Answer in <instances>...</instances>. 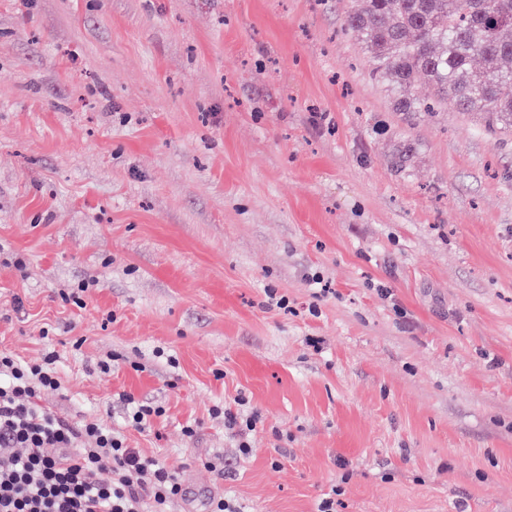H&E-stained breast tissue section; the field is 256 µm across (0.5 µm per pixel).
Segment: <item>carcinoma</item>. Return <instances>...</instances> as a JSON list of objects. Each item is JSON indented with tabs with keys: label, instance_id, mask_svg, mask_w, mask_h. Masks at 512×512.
Wrapping results in <instances>:
<instances>
[{
	"label": "carcinoma",
	"instance_id": "carcinoma-1",
	"mask_svg": "<svg viewBox=\"0 0 512 512\" xmlns=\"http://www.w3.org/2000/svg\"><path fill=\"white\" fill-rule=\"evenodd\" d=\"M345 29L396 111L450 108L512 134V0H491L487 16L461 0H352Z\"/></svg>",
	"mask_w": 512,
	"mask_h": 512
}]
</instances>
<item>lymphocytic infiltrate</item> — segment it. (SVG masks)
<instances>
[{
	"label": "lymphocytic infiltrate",
	"mask_w": 512,
	"mask_h": 512,
	"mask_svg": "<svg viewBox=\"0 0 512 512\" xmlns=\"http://www.w3.org/2000/svg\"><path fill=\"white\" fill-rule=\"evenodd\" d=\"M55 361L0 352V512H168L185 498L177 473L123 435L39 404L60 386Z\"/></svg>",
	"instance_id": "obj_1"
}]
</instances>
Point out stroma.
<instances>
[{
    "label": "stroma",
    "mask_w": 512,
    "mask_h": 512,
    "mask_svg": "<svg viewBox=\"0 0 512 512\" xmlns=\"http://www.w3.org/2000/svg\"><path fill=\"white\" fill-rule=\"evenodd\" d=\"M348 9L0 0V351H54L43 404L170 512H512V138L395 111ZM122 398L127 404V427L134 430L145 431L151 427L156 418L164 414L162 407L139 402L130 394H123ZM212 414L218 417H223L224 428H227L235 433L239 437L238 448L239 451L247 456L252 452L251 442L249 435L256 431L257 425L261 422L257 413H245L240 410H232L231 407L226 405H216L212 408Z\"/></svg>",
    "instance_id": "35a3bbf8"
}]
</instances>
